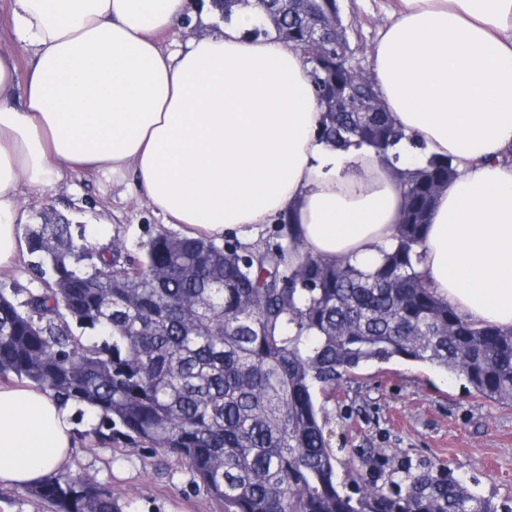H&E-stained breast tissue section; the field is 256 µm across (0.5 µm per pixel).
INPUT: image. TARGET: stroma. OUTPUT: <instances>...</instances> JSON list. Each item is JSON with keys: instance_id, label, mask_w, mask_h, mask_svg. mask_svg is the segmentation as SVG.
<instances>
[{"instance_id": "obj_1", "label": "stroma", "mask_w": 512, "mask_h": 512, "mask_svg": "<svg viewBox=\"0 0 512 512\" xmlns=\"http://www.w3.org/2000/svg\"><path fill=\"white\" fill-rule=\"evenodd\" d=\"M392 0H340L342 25L356 62L372 72V51ZM21 209L35 224L53 210L83 226L97 250L121 236L137 251L167 229L132 183L80 174L39 195H24ZM325 412V434L337 451L340 478L358 483L348 461L360 449L392 461L411 458L448 465L475 492L512 502V406L485 400L462 380L431 365L403 359L356 369L316 394ZM64 472L82 474L111 489L122 512H223L221 502L192 484L179 456L135 444L77 438Z\"/></svg>"}]
</instances>
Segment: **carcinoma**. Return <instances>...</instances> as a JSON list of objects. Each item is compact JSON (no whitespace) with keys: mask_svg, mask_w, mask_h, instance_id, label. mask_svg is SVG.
<instances>
[{"mask_svg":"<svg viewBox=\"0 0 512 512\" xmlns=\"http://www.w3.org/2000/svg\"><path fill=\"white\" fill-rule=\"evenodd\" d=\"M231 20L254 7L253 37L288 31L303 46L317 18L290 0H212ZM319 138L357 140L382 158L405 138L389 112L342 104L377 93L349 46L328 42L306 56ZM405 205L395 241L365 273L350 260L310 256L279 218L287 244L243 254L232 244L161 231L131 254L120 236L90 251L61 217L30 225L25 238L37 286L18 300L0 290V377L49 392L103 444L123 439L184 458L196 487L224 512H502L492 496L463 486L444 464L389 466L364 452L371 489L358 497L338 481L315 390L368 363H429L464 379L482 398L512 405V328L479 327L440 298L418 270L434 188L457 175L448 157L401 169ZM255 298L249 307L244 299ZM49 512H122L105 486L52 473L26 490Z\"/></svg>","mask_w":512,"mask_h":512,"instance_id":"1","label":"carcinoma"}]
</instances>
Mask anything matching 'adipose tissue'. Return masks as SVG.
I'll list each match as a JSON object with an SVG mask.
<instances>
[{
    "label": "adipose tissue",
    "mask_w": 512,
    "mask_h": 512,
    "mask_svg": "<svg viewBox=\"0 0 512 512\" xmlns=\"http://www.w3.org/2000/svg\"><path fill=\"white\" fill-rule=\"evenodd\" d=\"M193 0H13L32 47L20 105L0 55V269L17 264L20 197L66 175L132 179L181 235L258 240L291 215L302 253L371 270L394 241L404 188L374 148L319 139L322 114L301 52L250 38L237 12L185 49L164 33ZM401 162L451 158L423 270L469 319L512 327V0H397L372 54ZM72 414L29 381L0 385V482L25 487L61 467Z\"/></svg>",
    "instance_id": "obj_1"
}]
</instances>
